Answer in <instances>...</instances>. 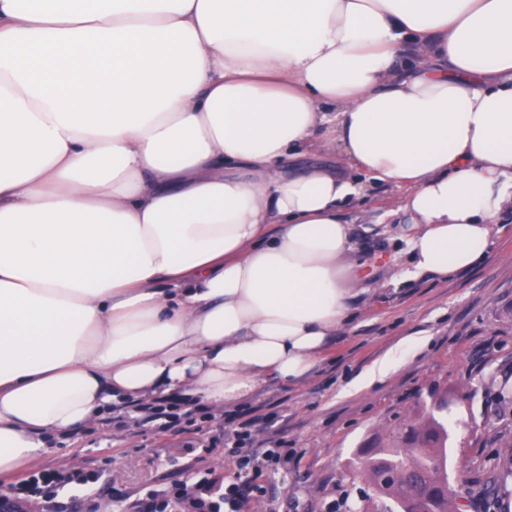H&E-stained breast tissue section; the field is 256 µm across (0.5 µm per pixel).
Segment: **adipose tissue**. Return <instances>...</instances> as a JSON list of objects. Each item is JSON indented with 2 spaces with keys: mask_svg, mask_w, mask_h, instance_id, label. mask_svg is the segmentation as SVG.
I'll use <instances>...</instances> for the list:
<instances>
[{
  "mask_svg": "<svg viewBox=\"0 0 512 512\" xmlns=\"http://www.w3.org/2000/svg\"><path fill=\"white\" fill-rule=\"evenodd\" d=\"M397 208L414 273L512 210V0H0V475L136 402L295 384Z\"/></svg>",
  "mask_w": 512,
  "mask_h": 512,
  "instance_id": "1",
  "label": "adipose tissue"
}]
</instances>
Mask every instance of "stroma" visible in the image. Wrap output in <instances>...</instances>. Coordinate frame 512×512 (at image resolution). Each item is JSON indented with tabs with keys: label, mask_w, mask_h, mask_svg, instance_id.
Listing matches in <instances>:
<instances>
[{
	"label": "stroma",
	"mask_w": 512,
	"mask_h": 512,
	"mask_svg": "<svg viewBox=\"0 0 512 512\" xmlns=\"http://www.w3.org/2000/svg\"><path fill=\"white\" fill-rule=\"evenodd\" d=\"M404 193L390 184L371 187L347 217L359 246L383 259L352 299L355 319L333 340L317 367L296 386L260 385L246 400L215 410L182 405L197 434L160 430L132 411L100 419L92 429L53 442L38 471L78 468V481L27 512H150L152 504L210 476L235 482L241 458L235 448L238 422L251 423L247 449L284 448L287 458L260 477L247 512H347L360 499L351 460L356 449L384 438L397 424L426 416L432 397L447 398L459 421L448 425V482L483 512L485 489L503 483L501 498L512 512V475L498 464L512 459V221L501 218L494 244L476 267L443 279L424 275L385 286L407 271L403 242L387 241L388 209ZM405 339L421 345L403 356L383 383L358 392L344 386Z\"/></svg>",
	"instance_id": "stroma-1"
}]
</instances>
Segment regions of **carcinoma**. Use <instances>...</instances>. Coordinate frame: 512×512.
Here are the masks:
<instances>
[{"mask_svg":"<svg viewBox=\"0 0 512 512\" xmlns=\"http://www.w3.org/2000/svg\"><path fill=\"white\" fill-rule=\"evenodd\" d=\"M447 410L448 400L437 398L422 419L357 449V475L368 487L358 512H463L466 505L446 491L448 430L440 414Z\"/></svg>","mask_w":512,"mask_h":512,"instance_id":"cac0c4a2","label":"carcinoma"}]
</instances>
